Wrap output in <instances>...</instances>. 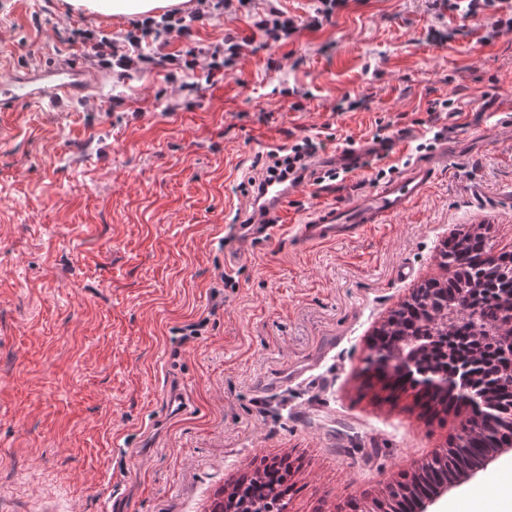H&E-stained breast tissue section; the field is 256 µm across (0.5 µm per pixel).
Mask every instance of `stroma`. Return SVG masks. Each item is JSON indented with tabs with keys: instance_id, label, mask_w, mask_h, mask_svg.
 I'll return each mask as SVG.
<instances>
[{
	"instance_id": "obj_1",
	"label": "stroma",
	"mask_w": 512,
	"mask_h": 512,
	"mask_svg": "<svg viewBox=\"0 0 512 512\" xmlns=\"http://www.w3.org/2000/svg\"><path fill=\"white\" fill-rule=\"evenodd\" d=\"M155 37L65 0H0V80L64 61L102 92L0 112V512H211L262 461L288 512H354L453 447L466 409L365 371L376 331L448 241L512 252V0H207ZM112 49L92 54L100 34ZM454 100L452 112L433 103ZM453 143L432 187L359 235L303 249L290 223ZM393 155L290 192L244 245L241 190L310 137ZM238 250L239 262L225 253ZM201 323L199 335L184 328ZM180 391L184 411L168 407ZM512 453L443 496L500 493Z\"/></svg>"
}]
</instances>
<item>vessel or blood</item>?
<instances>
[{
    "instance_id": "1",
    "label": "vessel or blood",
    "mask_w": 512,
    "mask_h": 512,
    "mask_svg": "<svg viewBox=\"0 0 512 512\" xmlns=\"http://www.w3.org/2000/svg\"><path fill=\"white\" fill-rule=\"evenodd\" d=\"M52 83L35 92L24 82L8 80L0 83V112H13L24 103L57 104L75 95L72 71L65 65L50 69ZM445 153L419 160L402 170L377 191L354 198L341 205L317 208L302 223L293 225L292 232L299 246L311 247L346 239L366 225L379 224L385 218L402 212L421 197L434 183L445 163ZM266 204L273 214L287 215L288 190L272 181L264 188Z\"/></svg>"
}]
</instances>
